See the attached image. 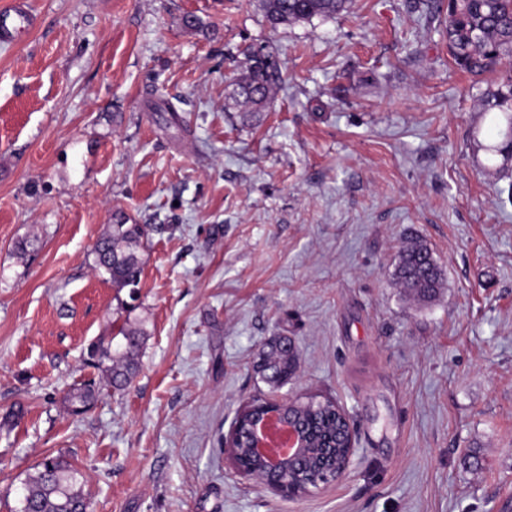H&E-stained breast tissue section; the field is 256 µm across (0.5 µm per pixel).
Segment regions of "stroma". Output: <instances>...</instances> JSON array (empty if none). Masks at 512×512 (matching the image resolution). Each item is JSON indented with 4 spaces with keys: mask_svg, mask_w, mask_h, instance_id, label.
<instances>
[{
    "mask_svg": "<svg viewBox=\"0 0 512 512\" xmlns=\"http://www.w3.org/2000/svg\"><path fill=\"white\" fill-rule=\"evenodd\" d=\"M28 3L0 42V512L59 454L90 512H512V180L428 0L277 28L261 0ZM258 46L284 81L251 119L233 93ZM119 216L150 230L133 298L93 268ZM414 239L445 271L431 304L393 280ZM127 319L137 376L71 414L102 377L87 345ZM275 336L299 353L280 396L336 401L356 438L291 499L224 446L272 394L253 365ZM35 26V20L32 13L26 8L15 5L8 12L0 16V31L2 29L4 36L8 39L13 35L23 32H29ZM100 387L95 380H89L73 387L66 397L69 410L74 414L86 412L94 403Z\"/></svg>",
    "mask_w": 512,
    "mask_h": 512,
    "instance_id": "stroma-1",
    "label": "stroma"
}]
</instances>
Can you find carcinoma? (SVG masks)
<instances>
[{
	"mask_svg": "<svg viewBox=\"0 0 512 512\" xmlns=\"http://www.w3.org/2000/svg\"><path fill=\"white\" fill-rule=\"evenodd\" d=\"M348 5L349 0H262L265 16L274 27L333 18L346 11ZM432 9L444 17V36L454 64L475 77L496 75L481 99V106L482 112L492 115L503 140L484 146V150L489 155L490 168L507 176L512 170V69L500 71L498 65L502 58L512 56V0H433ZM248 61L247 73L237 84L235 96L255 117L264 108L270 92L282 83L283 76L280 68L258 60L253 53L248 54ZM148 238L144 224L120 220L109 225L92 250L94 269L117 291L127 288L129 295H134L143 270L141 251ZM394 276L401 287L420 289L416 299L423 303L437 300L444 285L442 268L431 250L416 239L400 251ZM119 335L122 341L116 345L112 336H102L90 343L85 358V363L102 372L106 385L115 391L126 389L135 376L136 356L147 332L141 327L124 326ZM285 345L282 340L272 342L256 364L257 372L273 388L288 384L296 373L295 351ZM99 390L100 385L94 380L73 387L66 397L69 410L74 414L86 412ZM266 404L267 400L257 398L238 415L232 441L239 462L256 472L264 471V466L251 456L242 437ZM281 411L300 417L310 446L325 451L321 457L314 451L303 459L299 467L305 472L316 473L326 458L338 462L344 458L348 428L336 412V402L299 398ZM83 485L80 473L66 457H46L28 476L18 512H87L89 501Z\"/></svg>",
	"mask_w": 512,
	"mask_h": 512,
	"instance_id": "cac0c4a2",
	"label": "carcinoma"
}]
</instances>
